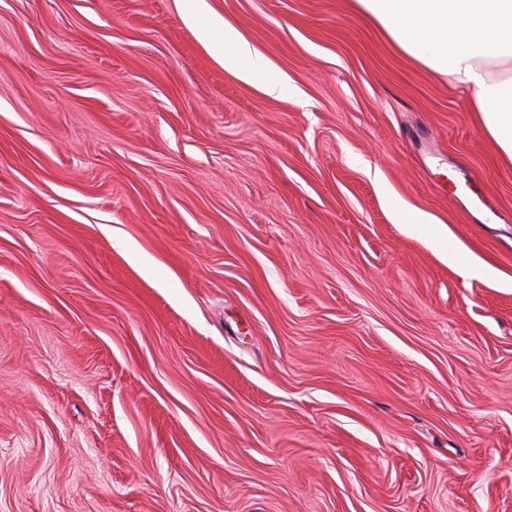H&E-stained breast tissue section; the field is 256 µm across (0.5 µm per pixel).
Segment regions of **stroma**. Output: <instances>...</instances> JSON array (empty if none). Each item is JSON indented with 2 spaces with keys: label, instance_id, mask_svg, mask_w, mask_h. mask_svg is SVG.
<instances>
[{
  "label": "stroma",
  "instance_id": "stroma-1",
  "mask_svg": "<svg viewBox=\"0 0 512 512\" xmlns=\"http://www.w3.org/2000/svg\"><path fill=\"white\" fill-rule=\"evenodd\" d=\"M208 3L280 96L0 0V512H512V163L353 0Z\"/></svg>",
  "mask_w": 512,
  "mask_h": 512
}]
</instances>
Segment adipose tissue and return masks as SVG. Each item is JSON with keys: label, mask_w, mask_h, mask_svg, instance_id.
Wrapping results in <instances>:
<instances>
[{"label": "adipose tissue", "mask_w": 512, "mask_h": 512, "mask_svg": "<svg viewBox=\"0 0 512 512\" xmlns=\"http://www.w3.org/2000/svg\"><path fill=\"white\" fill-rule=\"evenodd\" d=\"M396 47L470 93V109L512 161V0H355ZM183 18L200 28L221 64L246 80L283 88L267 63L239 40L207 0H187Z\"/></svg>", "instance_id": "ef3b65f1"}]
</instances>
